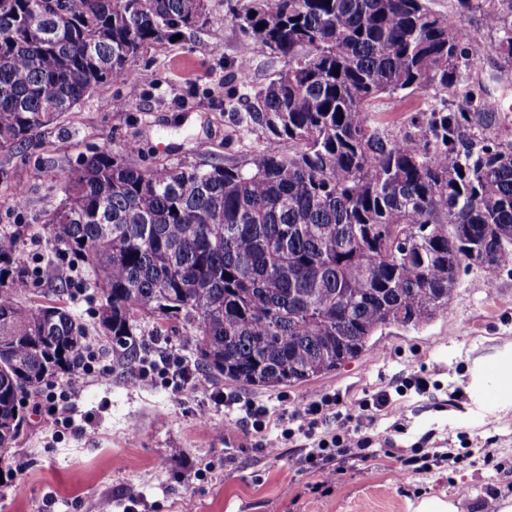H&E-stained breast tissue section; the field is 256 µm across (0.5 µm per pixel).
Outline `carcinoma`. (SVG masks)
Instances as JSON below:
<instances>
[{"label":"carcinoma","instance_id":"1","mask_svg":"<svg viewBox=\"0 0 512 512\" xmlns=\"http://www.w3.org/2000/svg\"><path fill=\"white\" fill-rule=\"evenodd\" d=\"M247 54L285 60L237 111L229 138L260 131L244 162L139 166L138 142L103 148L60 177L47 214L54 242L91 270L97 325L119 364L144 358L135 336L191 337L204 376L299 385L356 359L390 324L419 326L448 307L472 266L512 267V142L500 107L462 83L481 10L512 58V0H225ZM212 0H0V153L14 154L90 93L124 81L153 44L205 24ZM398 129L372 104L448 92ZM286 141L288 149L276 144ZM0 240V448L26 401L74 372L88 329L66 307L74 284L22 301L59 258L32 268Z\"/></svg>","mask_w":512,"mask_h":512}]
</instances>
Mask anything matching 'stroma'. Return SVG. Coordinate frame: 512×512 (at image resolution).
<instances>
[{
	"mask_svg": "<svg viewBox=\"0 0 512 512\" xmlns=\"http://www.w3.org/2000/svg\"><path fill=\"white\" fill-rule=\"evenodd\" d=\"M479 45L462 70L465 85L500 101L507 118L501 138L512 141V61L495 51V33L481 13L464 19ZM243 48L238 26L214 5L206 26L172 43L144 50L128 66L126 80L87 96L72 112L43 129L22 153L0 155L10 175L0 182V234H17V256L31 266L54 256L45 214L60 198L52 187L87 155L109 145L120 149L139 141L142 160L171 164L207 163L229 156L244 159L261 145V134L226 141L224 84ZM125 101L107 110L104 97ZM22 185L24 209L9 204L11 185ZM82 285L66 300L91 330L95 370H81L51 383L66 391L58 417L28 405L16 447L0 451V512H96L100 499L112 512H128L130 495L146 512H416L422 500L452 502L457 512H480L490 491L512 504V405L502 401L484 370L512 355V273L479 268L461 274L448 309L418 328L379 330L355 360L321 378L285 389L202 380L200 388L171 399L161 379L133 382L96 333L98 294L94 275L83 270ZM146 355L169 354L194 363L188 337L157 336L152 322L141 324ZM427 380L417 393L411 379ZM331 390L349 412L380 392L390 395L377 411L371 434L375 455L350 462L335 483L293 464L301 449L289 443L276 455L257 452V437L239 411L214 401L227 393L266 405L271 421L294 412L304 397ZM241 437L227 446L225 434ZM488 452L500 462L451 468L432 464L417 476L420 494L406 493L399 477L400 450ZM22 494H14V483Z\"/></svg>",
	"mask_w": 512,
	"mask_h": 512,
	"instance_id": "stroma-1",
	"label": "stroma"
}]
</instances>
